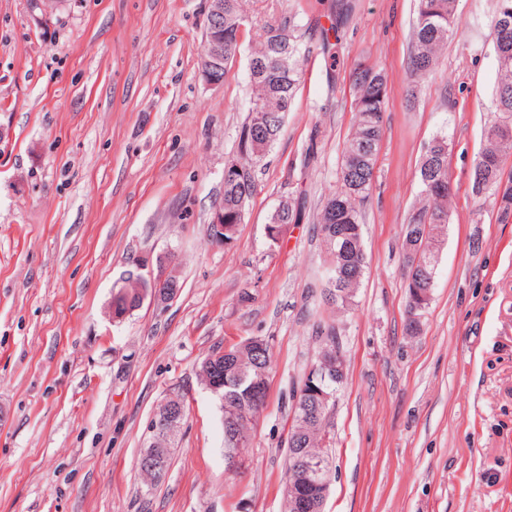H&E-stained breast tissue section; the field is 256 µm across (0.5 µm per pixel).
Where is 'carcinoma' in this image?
Listing matches in <instances>:
<instances>
[{"instance_id": "obj_1", "label": "carcinoma", "mask_w": 512, "mask_h": 512, "mask_svg": "<svg viewBox=\"0 0 512 512\" xmlns=\"http://www.w3.org/2000/svg\"><path fill=\"white\" fill-rule=\"evenodd\" d=\"M416 23L412 31L410 78L416 82L429 79L441 52L457 36L454 24L456 0H416ZM246 17L242 0H224V63L236 55L239 29ZM493 50L497 61V86L494 114L485 135L484 145L471 172V194L474 203L483 206L487 200L498 208L501 220L512 217V179L503 180L504 163L512 156V0H496L492 18ZM313 52L301 42L293 24L267 25L251 52L248 71L252 96L248 115L237 135L239 160L224 166L230 179L224 181V245H232L239 225L245 223L249 202L256 191V171L277 138L286 114L290 111L301 80V59ZM356 112L353 132L344 144L339 172V186L324 203L318 219V230L329 265L343 269L352 277L346 293L332 301L338 311L354 305L356 292L366 271L361 235V212L370 196L377 153L367 154L365 145L379 147L383 133L385 76L367 65L355 68L351 77ZM277 116L268 127L267 145L256 149L252 143L254 125L266 120V113ZM421 202L414 207L405 224L402 251L406 280L405 332L415 336L432 296L421 297L429 286L424 272L434 266H422L426 254L411 256L407 243L411 234H421L419 242L434 244L439 251L448 224V200L451 199V174L448 160V138L435 137L426 147L419 163ZM293 206L274 213L267 225L268 240L275 245L288 225L296 222ZM346 233V239L335 238ZM135 289L112 295V318L123 319L138 309ZM271 347L257 349L252 338L231 347V355L219 356L211 367H200L199 379L205 387L216 386L222 402V420L234 419L233 431H224V447L233 446L244 453L253 442V426L268 395ZM321 402L315 396L311 375L304 373L292 396V425L286 440L284 479H304L296 459L322 457L330 462L327 448L334 443L330 416L319 412Z\"/></svg>"}]
</instances>
